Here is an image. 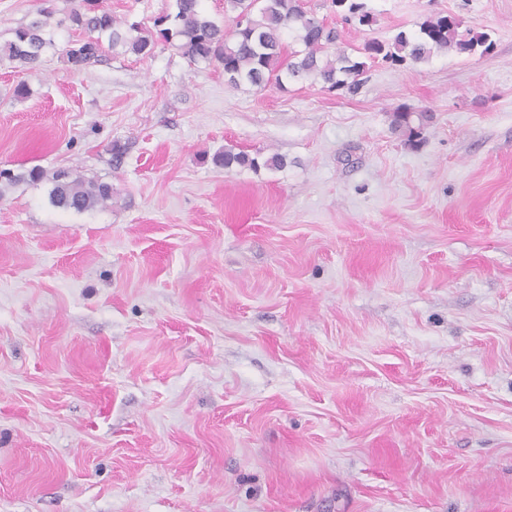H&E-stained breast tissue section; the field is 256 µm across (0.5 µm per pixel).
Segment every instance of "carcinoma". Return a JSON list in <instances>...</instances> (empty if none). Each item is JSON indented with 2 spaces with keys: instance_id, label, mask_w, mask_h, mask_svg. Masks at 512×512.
Segmentation results:
<instances>
[{
  "instance_id": "carcinoma-1",
  "label": "carcinoma",
  "mask_w": 512,
  "mask_h": 512,
  "mask_svg": "<svg viewBox=\"0 0 512 512\" xmlns=\"http://www.w3.org/2000/svg\"><path fill=\"white\" fill-rule=\"evenodd\" d=\"M200 0H174L173 12L156 17V33L146 30L137 21L118 18L100 6V0H82L72 10L69 20L87 37L71 43L66 51L68 62L75 67L88 64L100 56L102 36L108 46H120L136 56L153 54L160 43L173 44L192 64L199 61H217L222 65L228 84L246 83L258 90L271 85L281 89L292 81L314 78L330 90L344 89L358 92L366 62L341 52L326 57L336 43L337 30L316 19L304 9L302 0H224V16L229 24L219 23L199 8ZM332 7L341 9L345 22L369 26L373 22L364 0H331ZM52 12L44 7L27 24L14 31V39L0 45L4 55L20 67L38 63L51 40L45 37ZM462 21L453 14H438L427 18L419 32L409 35L399 32L393 42L385 44L368 41L363 54L367 59L382 58L393 64L407 61L421 63L439 51L454 50L460 54H489L494 42L485 32L470 29L460 32ZM295 33L296 49L284 45L285 34ZM424 114L414 115L407 105L395 109L391 125L407 136V141L418 142ZM215 163L226 169L265 167L279 170L287 165L278 155L263 157L231 148L215 157ZM52 202L77 212L88 211L112 199V185L86 180L64 170L51 176Z\"/></svg>"
}]
</instances>
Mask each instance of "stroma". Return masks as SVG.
Returning <instances> with one entry per match:
<instances>
[{"label":"stroma","mask_w":512,"mask_h":512,"mask_svg":"<svg viewBox=\"0 0 512 512\" xmlns=\"http://www.w3.org/2000/svg\"><path fill=\"white\" fill-rule=\"evenodd\" d=\"M303 3L350 55L439 13L494 50L260 91L167 44L72 68L79 0H0V44L56 19L0 58V512H512V0ZM332 7L342 9L340 13L345 22H356L360 26H369L373 22L371 12L363 0H331ZM52 14L47 7L39 9L37 16L14 31L13 40L0 45V56L8 57L23 68L38 63L45 48L51 45V39L45 37V31ZM423 113L425 112L422 111L416 116L418 124H415L414 114H416V112L412 111V108L407 105L399 106L392 114L391 125L394 130L407 136L408 142L415 144L420 138L423 120L425 118ZM215 163L224 166V169L248 168L257 170L265 167L271 170H279L287 165L286 160L278 155L263 157L260 153L251 155L244 151H234L232 148L224 149V154L215 157ZM50 180L53 184L51 200L60 207L83 212L112 199V187L105 182L74 177L64 170L54 172Z\"/></svg>","instance_id":"35a3bbf8"}]
</instances>
